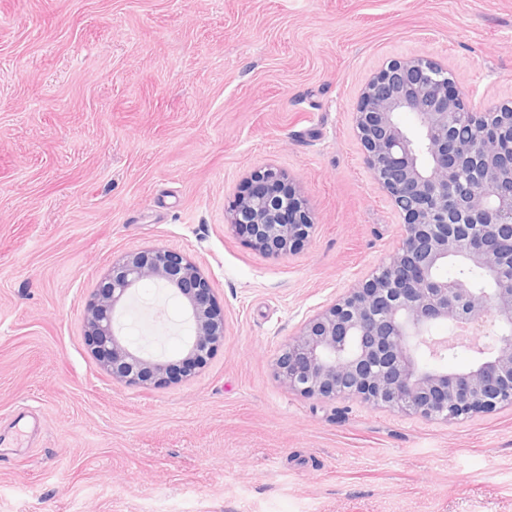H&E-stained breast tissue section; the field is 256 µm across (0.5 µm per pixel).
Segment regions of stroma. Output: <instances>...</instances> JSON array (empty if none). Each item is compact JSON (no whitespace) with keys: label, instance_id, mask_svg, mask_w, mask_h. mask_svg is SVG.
<instances>
[{"label":"stroma","instance_id":"1","mask_svg":"<svg viewBox=\"0 0 512 512\" xmlns=\"http://www.w3.org/2000/svg\"><path fill=\"white\" fill-rule=\"evenodd\" d=\"M512 100V0H0V512H512V409L445 423L274 375L403 222L354 125L389 61ZM315 211L266 256L224 214L252 172ZM180 252L224 344L132 387L86 345L115 256Z\"/></svg>","mask_w":512,"mask_h":512}]
</instances>
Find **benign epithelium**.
<instances>
[{
	"label": "benign epithelium",
	"mask_w": 512,
	"mask_h": 512,
	"mask_svg": "<svg viewBox=\"0 0 512 512\" xmlns=\"http://www.w3.org/2000/svg\"><path fill=\"white\" fill-rule=\"evenodd\" d=\"M409 112L415 126L399 115ZM365 164L403 216L398 246L366 278L308 319L275 359L280 384L304 397L356 399L426 421L512 408V105L468 98L442 64L389 62L362 90L355 112ZM314 213L293 182L254 171L227 210V227L271 257L302 247ZM480 271L475 288L448 278V262ZM144 282L183 297L192 334L171 361L125 344L116 322ZM445 327L450 336L438 338ZM87 345L100 368L128 386L189 376L224 343V316L208 279L187 256L154 247L112 261L84 311ZM473 354L448 371L432 361Z\"/></svg>",
	"instance_id": "7a95c632"
}]
</instances>
